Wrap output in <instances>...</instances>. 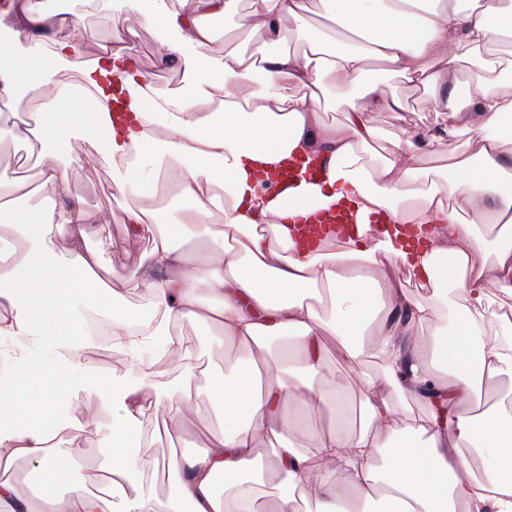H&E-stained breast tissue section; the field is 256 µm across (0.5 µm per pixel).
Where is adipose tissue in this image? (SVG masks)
<instances>
[{
  "label": "adipose tissue",
  "instance_id": "ef3b65f1",
  "mask_svg": "<svg viewBox=\"0 0 512 512\" xmlns=\"http://www.w3.org/2000/svg\"><path fill=\"white\" fill-rule=\"evenodd\" d=\"M234 5L99 0L113 30L133 20L163 35L167 61L186 76L165 95L141 86L123 42L86 60L74 18L43 0L0 12L15 44L0 52V99L22 101L7 131L37 137L42 185L63 179L56 145L95 128L99 75L125 69L131 115L102 140L118 191L136 200L122 219L127 239L148 246L112 277L151 299L150 314H130L120 290H97L103 219L80 199L0 205V225L25 240L18 248L0 236V359L10 366L0 378V512H112L108 498L59 479L83 455L54 442L76 403L112 420L104 470L121 482L127 512H512V395L487 401L512 382V316L499 302L512 291V52L498 53L512 36V0H250L238 27L258 54H203L211 19ZM290 38L305 50L288 48ZM382 71L427 88L434 121L378 151L373 114L403 109L382 90ZM329 105L340 123L326 121ZM423 149L445 159L443 170L420 165ZM294 155L325 167L303 195L428 228L427 247L362 233L289 251L294 213L269 177ZM171 188L186 203L173 220L152 207ZM216 215L223 250L187 255L183 243L204 238ZM89 313L113 336L141 327L124 349L137 382L79 360L97 341ZM186 322L244 357L202 385L192 346L180 348L178 382L141 371L143 353L167 350ZM50 335L46 362L36 352ZM332 354L350 369L378 367L361 375L354 405L312 382ZM196 388L223 422L197 453L167 462L162 499L144 488L149 445L127 448L126 431L185 429L182 410L163 421L157 412ZM23 462L36 483L29 495Z\"/></svg>",
  "mask_w": 512,
  "mask_h": 512
}]
</instances>
